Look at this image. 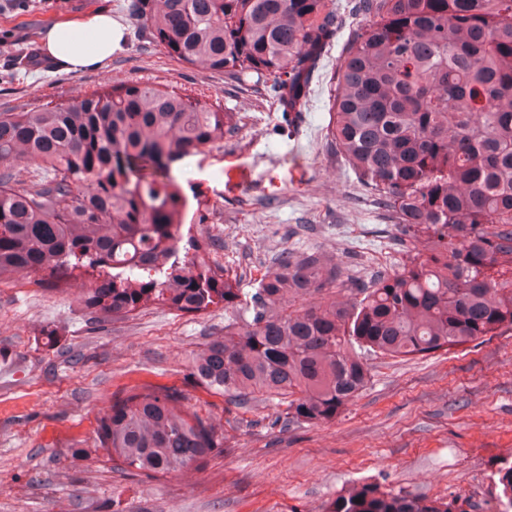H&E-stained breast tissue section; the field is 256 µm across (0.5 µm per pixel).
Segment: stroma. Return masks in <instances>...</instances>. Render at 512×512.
<instances>
[{"label":"stroma","mask_w":512,"mask_h":512,"mask_svg":"<svg viewBox=\"0 0 512 512\" xmlns=\"http://www.w3.org/2000/svg\"><path fill=\"white\" fill-rule=\"evenodd\" d=\"M132 0H28L0 11V112L74 99L113 82L167 84L220 100L241 122L233 137L175 167L186 195L213 209L188 217L191 235L213 244L216 262L252 288L276 254L316 249L352 275L372 255L393 263L400 248L389 212L327 143L336 61L352 29L339 7L337 32L319 65L299 123L288 124L274 81L210 73L157 45ZM110 10L127 44L103 67L62 71L50 62L14 68V54L41 49L54 20ZM236 167L238 180L226 171ZM13 273L0 284V512H323L365 480L432 498L458 497L490 512L492 474L512 461V331L427 358L371 360L366 389L336 420L286 419L281 398L229 407L200 387L193 356L224 332V311L181 314L153 307L133 318L89 323L87 280L38 287ZM60 341L47 346L41 332ZM178 387L186 403L224 426L223 457L160 478L133 477L79 449L92 447L99 414L125 390Z\"/></svg>","instance_id":"obj_1"}]
</instances>
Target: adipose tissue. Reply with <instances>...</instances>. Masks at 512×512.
Instances as JSON below:
<instances>
[{
    "mask_svg": "<svg viewBox=\"0 0 512 512\" xmlns=\"http://www.w3.org/2000/svg\"><path fill=\"white\" fill-rule=\"evenodd\" d=\"M126 43L123 22L106 11H87L54 22L42 37L46 56L65 71L103 66Z\"/></svg>",
    "mask_w": 512,
    "mask_h": 512,
    "instance_id": "1",
    "label": "adipose tissue"
}]
</instances>
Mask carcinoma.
<instances>
[{
    "label": "carcinoma",
    "mask_w": 512,
    "mask_h": 512,
    "mask_svg": "<svg viewBox=\"0 0 512 512\" xmlns=\"http://www.w3.org/2000/svg\"><path fill=\"white\" fill-rule=\"evenodd\" d=\"M132 12L170 57L271 77L301 100L334 34V0H134ZM356 12L367 21L336 63L325 138L384 198L407 253L396 270L351 281L333 256L290 253L244 291L210 241L184 233L174 173L234 133L236 114L128 80L0 112V282L20 270L54 288L83 278L93 322L222 307L224 335L195 355L193 376L234 405L286 398L288 421L307 425L346 409L374 357H428L512 330V0H358ZM333 289L350 297L324 300ZM185 400L173 386L133 387L79 453L145 476L224 456V427ZM490 496L512 512V463ZM325 512L465 510L453 496L358 482Z\"/></svg>",
    "instance_id": "cac0c4a2"
}]
</instances>
